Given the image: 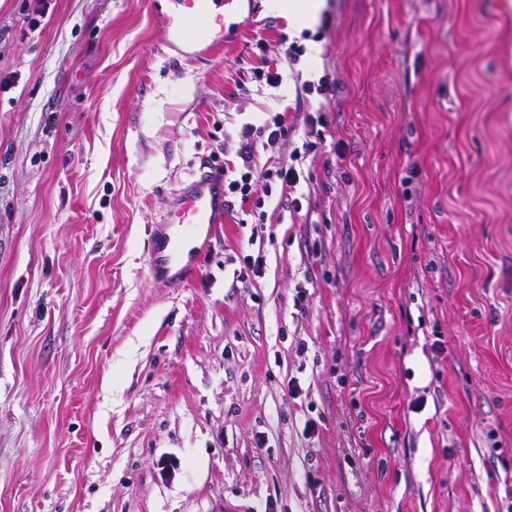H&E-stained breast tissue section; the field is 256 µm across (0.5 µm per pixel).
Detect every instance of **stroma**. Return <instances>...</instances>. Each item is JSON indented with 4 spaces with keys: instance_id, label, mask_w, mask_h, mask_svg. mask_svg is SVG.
I'll return each instance as SVG.
<instances>
[{
    "instance_id": "obj_1",
    "label": "stroma",
    "mask_w": 512,
    "mask_h": 512,
    "mask_svg": "<svg viewBox=\"0 0 512 512\" xmlns=\"http://www.w3.org/2000/svg\"><path fill=\"white\" fill-rule=\"evenodd\" d=\"M162 4L0 0V512H507L512 0L265 8L204 58ZM260 35L317 50L244 96ZM280 103L321 114L303 216L225 215L154 280L177 191ZM268 7L277 12L288 13L297 25L308 26L318 20L326 7V0H269ZM301 93L305 96L318 95L325 101H328L329 96H333L336 91V80L331 78L328 74L319 77L317 81H304L300 88Z\"/></svg>"
}]
</instances>
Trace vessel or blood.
<instances>
[{"instance_id":"vessel-or-blood-1","label":"vessel or blood","mask_w":512,"mask_h":512,"mask_svg":"<svg viewBox=\"0 0 512 512\" xmlns=\"http://www.w3.org/2000/svg\"><path fill=\"white\" fill-rule=\"evenodd\" d=\"M159 20L170 43L188 48L223 46L231 29L241 27L240 0H167ZM224 212V173L215 168L183 187L157 227L159 244L149 252L154 278L181 287L195 272L188 255L201 251Z\"/></svg>"}]
</instances>
